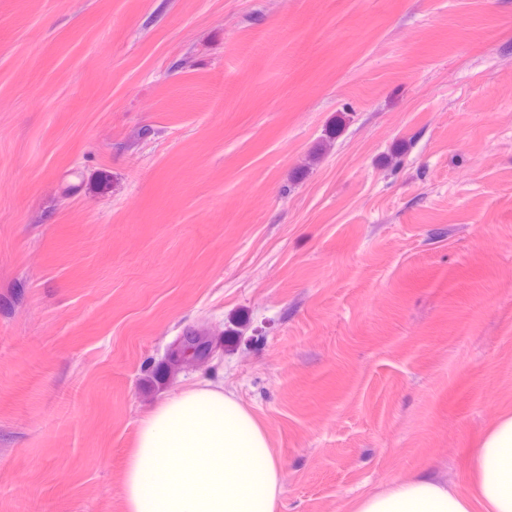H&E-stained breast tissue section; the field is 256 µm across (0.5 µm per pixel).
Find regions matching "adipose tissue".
Masks as SVG:
<instances>
[{"instance_id": "obj_1", "label": "adipose tissue", "mask_w": 512, "mask_h": 512, "mask_svg": "<svg viewBox=\"0 0 512 512\" xmlns=\"http://www.w3.org/2000/svg\"><path fill=\"white\" fill-rule=\"evenodd\" d=\"M468 472L465 491L423 472L359 495L349 512H512V411L472 449ZM122 493L125 512H275L280 463L254 414L207 380L140 419Z\"/></svg>"}]
</instances>
